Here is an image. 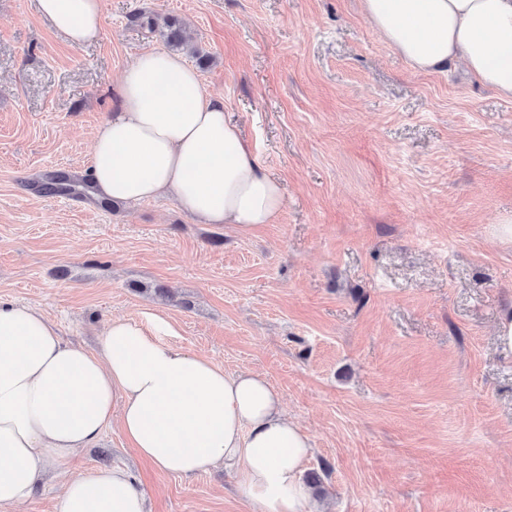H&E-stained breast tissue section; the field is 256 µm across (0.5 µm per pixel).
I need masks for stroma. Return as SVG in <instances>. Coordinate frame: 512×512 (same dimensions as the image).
Listing matches in <instances>:
<instances>
[{
	"label": "stroma",
	"instance_id": "35a3bbf8",
	"mask_svg": "<svg viewBox=\"0 0 512 512\" xmlns=\"http://www.w3.org/2000/svg\"><path fill=\"white\" fill-rule=\"evenodd\" d=\"M286 204L250 233L170 197L109 209L92 132L168 21ZM512 100L463 64L418 73L359 0H106L76 47L38 0H0V298L93 350L115 317H170L165 344L253 370L310 436L324 512H512ZM127 468L149 512H253L223 467L154 471L117 424L71 473Z\"/></svg>",
	"mask_w": 512,
	"mask_h": 512
}]
</instances>
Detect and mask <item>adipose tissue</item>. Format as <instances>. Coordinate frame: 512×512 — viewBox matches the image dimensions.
Here are the masks:
<instances>
[{
  "instance_id": "1",
  "label": "adipose tissue",
  "mask_w": 512,
  "mask_h": 512,
  "mask_svg": "<svg viewBox=\"0 0 512 512\" xmlns=\"http://www.w3.org/2000/svg\"><path fill=\"white\" fill-rule=\"evenodd\" d=\"M42 16L73 45L95 41L104 0H38ZM380 36L417 72L461 61L477 80L512 98V0H362ZM97 195L114 203L175 197L203 224L247 233L273 223L282 184L208 96L184 58L138 54L123 72L119 107L94 134ZM165 316L115 318L100 348L63 340L37 305L0 300V512H17L47 480L118 422L138 455L163 474L224 466L258 512H318L302 480L313 453L260 372L225 371L162 343ZM53 512H147L122 467L68 480Z\"/></svg>"
}]
</instances>
